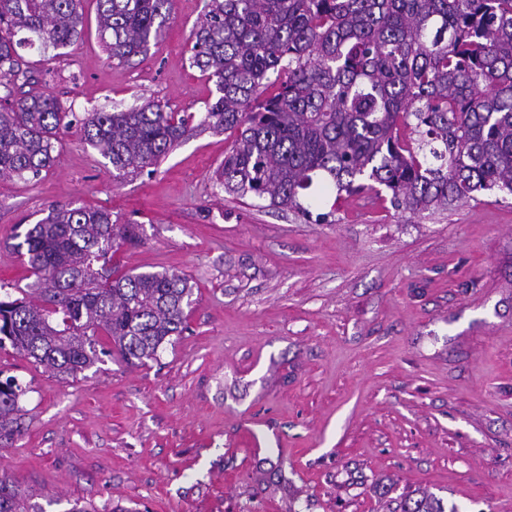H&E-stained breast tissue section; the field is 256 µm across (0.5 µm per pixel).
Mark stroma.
Returning a JSON list of instances; mask_svg holds the SVG:
<instances>
[{"label": "stroma", "instance_id": "obj_1", "mask_svg": "<svg viewBox=\"0 0 512 512\" xmlns=\"http://www.w3.org/2000/svg\"><path fill=\"white\" fill-rule=\"evenodd\" d=\"M204 5L174 0L165 40L125 64L107 58L95 0L62 56L21 54L70 112H201L216 95L190 63ZM232 142L190 136L120 181L75 130L39 178L0 176L12 297L28 284L17 226L68 203L138 225L120 272L194 286L183 332L145 367L108 356L65 379L0 349L28 388L0 470L43 512H394L424 491L512 512V196L413 214L388 190L340 197L317 178L298 214L225 193L214 172Z\"/></svg>", "mask_w": 512, "mask_h": 512}]
</instances>
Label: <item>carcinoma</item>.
Here are the masks:
<instances>
[{
    "label": "carcinoma",
    "instance_id": "carcinoma-1",
    "mask_svg": "<svg viewBox=\"0 0 512 512\" xmlns=\"http://www.w3.org/2000/svg\"><path fill=\"white\" fill-rule=\"evenodd\" d=\"M171 10L172 0H97L108 58L147 54ZM83 32L82 0H0V176L39 177L78 124L116 180L159 165L197 132H229L216 183L301 213L300 192L317 176L339 195L378 184L413 214L480 190L512 195V0H206L190 60L217 95L197 114L148 101L79 118L24 91L37 78L18 49H64ZM137 239L106 210L52 206L16 244L38 299H0V348L63 377L114 353L132 366L157 359L182 333L193 287L174 272L107 267ZM25 393L15 377L0 380V439L22 434ZM0 512L43 510L3 471ZM401 512L447 510L424 492Z\"/></svg>",
    "mask_w": 512,
    "mask_h": 512
}]
</instances>
